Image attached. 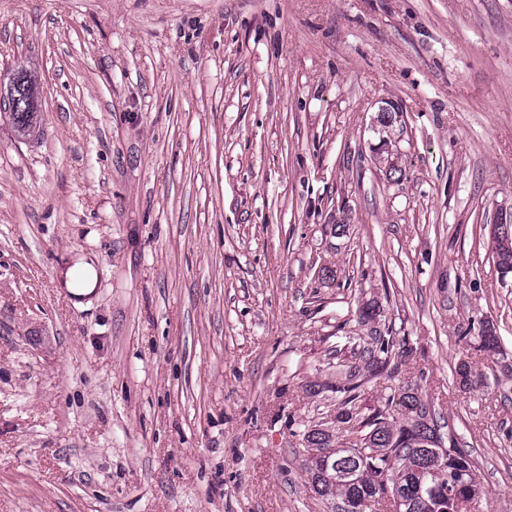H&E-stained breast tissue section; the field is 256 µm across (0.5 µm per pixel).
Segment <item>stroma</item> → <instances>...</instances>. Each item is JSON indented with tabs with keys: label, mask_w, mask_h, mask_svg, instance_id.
Here are the masks:
<instances>
[{
	"label": "stroma",
	"mask_w": 512,
	"mask_h": 512,
	"mask_svg": "<svg viewBox=\"0 0 512 512\" xmlns=\"http://www.w3.org/2000/svg\"><path fill=\"white\" fill-rule=\"evenodd\" d=\"M19 63L41 107L27 140L0 112V512H332L302 438L337 398L308 387L387 325L400 374L363 376L361 415L414 388L471 512H512L487 230L512 212V0H0Z\"/></svg>",
	"instance_id": "stroma-1"
}]
</instances>
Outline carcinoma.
Segmentation results:
<instances>
[{"mask_svg":"<svg viewBox=\"0 0 512 512\" xmlns=\"http://www.w3.org/2000/svg\"><path fill=\"white\" fill-rule=\"evenodd\" d=\"M0 89V106L9 111L16 135L27 138L37 127V80L23 66L14 70ZM393 329L376 330L361 351V359L374 375H398ZM361 387L359 367L339 371L328 390L339 398L331 423L337 429L353 428L362 434L360 447L340 448L337 434L313 428L304 434L305 447L314 449L306 470L315 492L322 497L375 503L381 495L393 496L395 512H443L476 486L472 464L457 448L448 445L447 456L437 457L431 441L441 426L431 408L412 388L398 398L401 419L385 409L363 418L356 407Z\"/></svg>","mask_w":512,"mask_h":512,"instance_id":"carcinoma-1","label":"carcinoma"}]
</instances>
